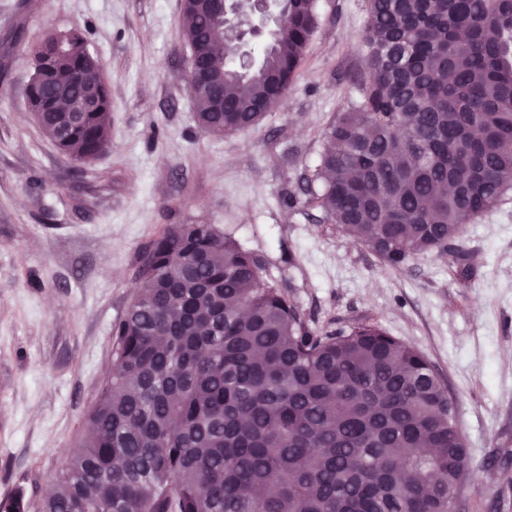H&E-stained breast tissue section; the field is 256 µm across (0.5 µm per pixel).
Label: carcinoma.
I'll return each mask as SVG.
<instances>
[{
  "label": "carcinoma",
  "instance_id": "carcinoma-1",
  "mask_svg": "<svg viewBox=\"0 0 512 512\" xmlns=\"http://www.w3.org/2000/svg\"><path fill=\"white\" fill-rule=\"evenodd\" d=\"M316 0H288V37L243 71L222 58L224 106L200 96V129L258 124L288 89L316 28ZM212 20L186 8L188 45ZM363 102L327 127L325 219L398 268L448 251L512 191V0H370ZM27 97L60 153L111 145L110 95L74 29ZM101 90L67 140L55 88L73 70ZM262 256L213 224H176L145 252L138 301L112 329V372L41 512H452L467 467L456 409L429 360L374 323L312 330L262 278ZM21 493L0 512H27Z\"/></svg>",
  "mask_w": 512,
  "mask_h": 512
}]
</instances>
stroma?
Returning a JSON list of instances; mask_svg holds the SVG:
<instances>
[{"label":"stroma","instance_id":"stroma-1","mask_svg":"<svg viewBox=\"0 0 512 512\" xmlns=\"http://www.w3.org/2000/svg\"><path fill=\"white\" fill-rule=\"evenodd\" d=\"M285 97L257 125L203 133L180 0H0V499L38 508L112 362V329L153 239L213 224L262 255L309 326L378 324L434 366L467 474L456 512H512V194L447 253L398 268L325 221L322 132L362 102L368 0H317ZM80 28L112 90L111 141L61 155L29 112L30 46Z\"/></svg>","mask_w":512,"mask_h":512}]
</instances>
